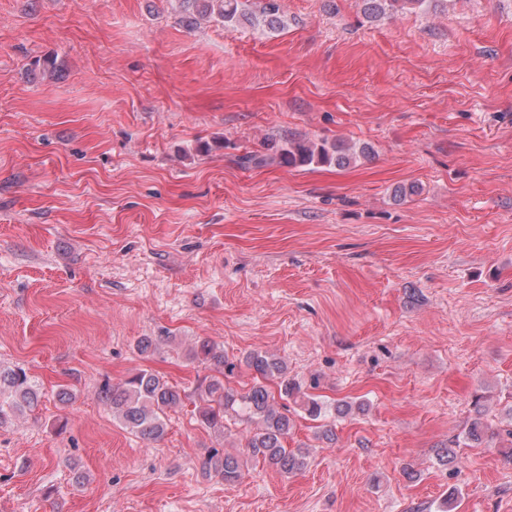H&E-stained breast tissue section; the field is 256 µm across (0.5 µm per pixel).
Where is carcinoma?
<instances>
[{
  "label": "carcinoma",
  "instance_id": "obj_1",
  "mask_svg": "<svg viewBox=\"0 0 512 512\" xmlns=\"http://www.w3.org/2000/svg\"><path fill=\"white\" fill-rule=\"evenodd\" d=\"M364 14L369 18L381 15L394 16L403 12L423 9L427 0H363ZM186 26L213 16L224 22L227 29L253 19L243 9L240 0H187ZM268 156L246 154L241 162L259 166L271 158L288 167H318L334 165L344 168L368 155L366 147L356 148L345 143L320 140L269 139ZM170 336L152 338L144 336L136 343L142 356H150ZM190 360L204 366L210 374L204 376L196 388L200 403L201 423L220 433L228 430L227 422L236 416L250 425L245 431L244 444L240 445L245 458L241 459L214 448L203 462L202 470L227 485H234L243 476L244 459L263 462L284 474H292L308 465V452L302 448L290 451L285 446L294 424L288 414L280 410L278 401L291 400L310 419L324 416L328 407L316 397L306 393L301 384L289 374L288 364L277 355L263 350H252L242 357L240 364L252 373V382L245 391L238 392L224 386V376L233 374L237 365L228 361L224 351L208 340L197 342L188 352ZM99 397L112 409L124 428L143 440L158 442L166 434L167 412L182 401L179 388L169 384L158 373L143 369L119 385L105 381L99 388ZM40 393L25 368L0 367V425L11 418L22 416L37 408ZM486 424L484 410L474 405L473 415L467 420L461 435L465 444L472 447L484 441ZM459 442L455 441L437 453L443 466H457Z\"/></svg>",
  "mask_w": 512,
  "mask_h": 512
}]
</instances>
